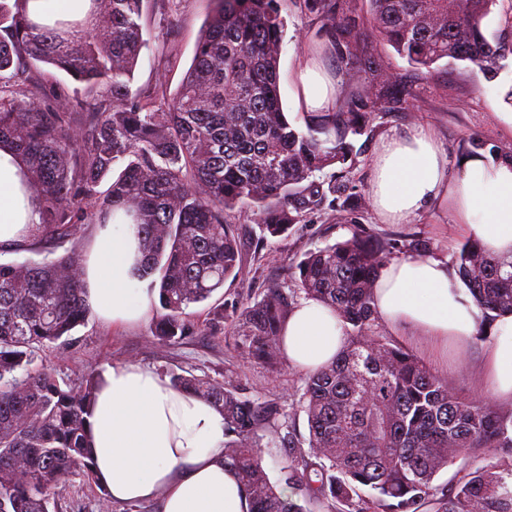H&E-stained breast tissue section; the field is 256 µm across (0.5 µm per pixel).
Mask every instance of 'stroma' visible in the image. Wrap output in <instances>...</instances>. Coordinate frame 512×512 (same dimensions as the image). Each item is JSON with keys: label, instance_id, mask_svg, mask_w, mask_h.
Returning <instances> with one entry per match:
<instances>
[{"label": "stroma", "instance_id": "stroma-1", "mask_svg": "<svg viewBox=\"0 0 512 512\" xmlns=\"http://www.w3.org/2000/svg\"><path fill=\"white\" fill-rule=\"evenodd\" d=\"M279 5L284 22L280 95L290 122L299 126L303 120L295 104V71L302 56H316L328 74L338 76V92L349 93L353 86L347 78L339 77L333 55L321 48L317 27L303 0H279ZM210 9L209 0H147L142 24L149 46L134 71L130 83L132 94L154 91L158 77L162 76L166 79L165 98L173 97L191 66ZM371 51L386 70L415 87L416 97L405 110L376 113L369 132L357 138L356 143L362 148L355 169L359 189L368 187L370 161L381 139L414 125L428 128L446 148L452 162L460 158L463 145L475 135L485 141L488 151L512 155V106L503 100L505 92L512 87V56L507 59V70L489 81L477 68L460 62L450 65L442 61L430 72L415 68L381 41L372 42ZM225 219L236 225L245 244L244 270L240 278L226 280L211 298L190 306V319L196 326L192 336L175 344H164L152 336L149 320L112 326L93 317L87 325L75 330L72 346L42 352L39 358L52 364L60 377L72 382L78 381L85 371L103 373L117 364H138L166 377L194 374L224 380L237 385L258 403L278 406L280 415L262 440L263 466L275 480L288 458L285 440L288 431H295L300 438L307 435L306 416L299 407L303 374L285 361L271 367L247 359L236 336L212 330L215 307L232 312L246 299L260 297L270 288L281 289L290 303H297L300 296L296 291L295 272L305 254L346 240L360 230L403 244L418 240L424 244L426 255L448 259L455 258L467 237L444 207H432L405 224H385L365 196L352 200L341 218L327 209L308 211L287 235L274 239L263 238L249 210H235L226 214ZM383 332L463 392L490 397L482 370L490 336L475 337L463 348L452 344L433 354L420 337L400 335L388 326ZM106 496V491L94 480L75 476L60 488L57 509L58 512H160L155 502L131 507L107 501Z\"/></svg>", "mask_w": 512, "mask_h": 512}]
</instances>
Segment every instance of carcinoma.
Here are the masks:
<instances>
[{
	"label": "carcinoma",
	"instance_id": "1",
	"mask_svg": "<svg viewBox=\"0 0 512 512\" xmlns=\"http://www.w3.org/2000/svg\"><path fill=\"white\" fill-rule=\"evenodd\" d=\"M26 2L0 0V147L27 166L39 202L32 237L71 248L0 261V512H51L63 483L92 477L88 418L99 374L74 384L35 363L37 351L68 344L88 321L83 225L104 224L117 208L131 216L143 255L138 279L158 289L151 333L165 343L191 336L189 307L243 271L244 244L224 213L250 208L269 236L285 234L326 193L356 187L353 140L375 113L403 110L416 96L368 51L370 39L417 68L464 62L489 81L512 54L507 35L491 42L484 34L498 0H303L356 90L330 112L302 113V129L282 110L276 0H212L192 64L164 109L129 90L147 46L145 0H90L84 19L52 26L31 20ZM41 63L88 92L90 130L71 112L69 93L46 90ZM337 165L323 188L316 175ZM401 251L395 240L357 232L298 264L297 293L336 313L348 339L336 360L304 378L308 435L281 467L288 493L262 464V432L277 409L230 382L171 377L224 415L225 462L253 512H512V409L464 393L378 331L375 283ZM456 267L483 320L512 312V254L468 241ZM288 313L287 298L270 288L232 312L229 330L248 357L274 366ZM476 448L493 456L448 489L434 485Z\"/></svg>",
	"mask_w": 512,
	"mask_h": 512
}]
</instances>
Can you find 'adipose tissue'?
<instances>
[{
	"label": "adipose tissue",
	"instance_id": "ef3b65f1",
	"mask_svg": "<svg viewBox=\"0 0 512 512\" xmlns=\"http://www.w3.org/2000/svg\"><path fill=\"white\" fill-rule=\"evenodd\" d=\"M295 83L302 110L334 107V79L315 57H302ZM371 168L368 196L384 223L402 224L443 204L469 238L495 253L512 251V158L469 155L457 173H449L442 144L417 126L383 138ZM25 174L23 162L0 149V244L28 237L39 221L38 201L26 188ZM140 257L136 225L124 210H115L99 225L82 268L85 301L102 320L131 324L149 313L154 296L136 276ZM374 305L384 322L436 345L463 346L489 331L485 369L491 393L512 400V314L501 313L483 327L447 261L388 262L376 282ZM346 341L336 314L304 299L283 325L280 348L291 366L309 372L333 361ZM89 423L94 476L112 499L134 503L157 497L161 512H251L236 470L224 463L223 415L160 373L133 364L112 366Z\"/></svg>",
	"mask_w": 512,
	"mask_h": 512
}]
</instances>
